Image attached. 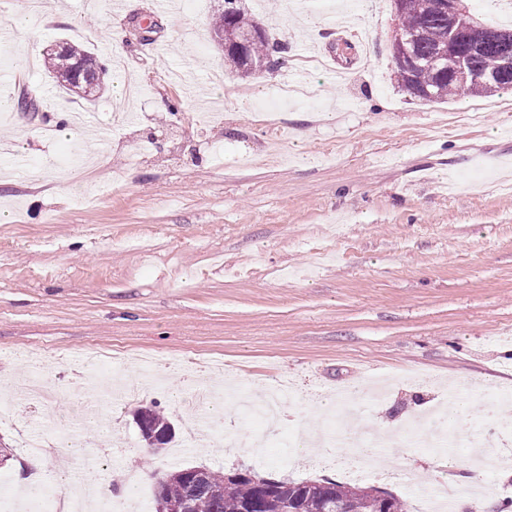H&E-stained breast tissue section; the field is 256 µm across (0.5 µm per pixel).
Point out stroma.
Masks as SVG:
<instances>
[{
  "label": "stroma",
  "mask_w": 512,
  "mask_h": 512,
  "mask_svg": "<svg viewBox=\"0 0 512 512\" xmlns=\"http://www.w3.org/2000/svg\"><path fill=\"white\" fill-rule=\"evenodd\" d=\"M153 2L127 0L118 19L106 0H47L61 15L38 36L13 34L0 55L48 113L0 111V143L12 146L0 154V438L17 445L18 427L50 416V468L91 467L104 482L139 472L124 512H154L156 479L186 465L350 480L406 512H421L415 488L435 470L470 484L464 447L430 448L417 434L449 380L468 383L466 431L477 435L498 428L488 390L512 387V168L482 161L512 158V94L411 97L392 74V0H244L288 44L287 67L250 75L224 65L213 0H168L162 14ZM350 8L359 34L333 39L331 12ZM137 18L155 24L153 40H137ZM60 37L106 65L93 100L45 81V49ZM122 73L140 93L116 112ZM281 84L308 95H275ZM91 131L109 139L89 157ZM90 347L128 378L140 359L155 363L157 389L113 396L108 431L84 421L96 405ZM35 355L54 396L40 416L1 382L28 375ZM218 364L224 379L294 391L265 456L220 435L186 440L179 405ZM374 377L390 381L381 403L356 420L337 412L338 390ZM141 405L175 426L161 452L143 451ZM327 419L409 438L352 478L344 448L315 458L295 447Z\"/></svg>",
  "instance_id": "stroma-1"
}]
</instances>
